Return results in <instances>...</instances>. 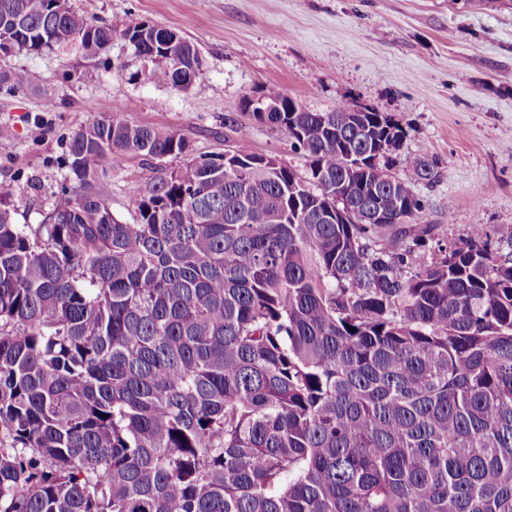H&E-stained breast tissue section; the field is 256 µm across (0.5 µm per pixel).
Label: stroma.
I'll list each match as a JSON object with an SVG mask.
<instances>
[{"label": "stroma", "instance_id": "1", "mask_svg": "<svg viewBox=\"0 0 512 512\" xmlns=\"http://www.w3.org/2000/svg\"><path fill=\"white\" fill-rule=\"evenodd\" d=\"M94 22L132 19L170 28L198 49L204 73L189 88L143 81L145 66L115 38L103 68L76 50L20 52L10 68L40 80L0 95V191L18 224L42 223L68 177V138L107 105L128 122L178 130L192 156L244 142L299 176L307 162L286 133L255 122L240 103L273 85L312 112L370 106L404 129L389 173L410 180L407 155L433 161L439 179L414 183L423 221L442 243L512 224V0H69ZM71 80H63V71ZM44 116L41 141L29 119ZM148 173L139 159L103 179L114 216L133 222Z\"/></svg>", "mask_w": 512, "mask_h": 512}]
</instances>
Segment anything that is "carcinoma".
Returning a JSON list of instances; mask_svg holds the SVG:
<instances>
[{"mask_svg":"<svg viewBox=\"0 0 512 512\" xmlns=\"http://www.w3.org/2000/svg\"><path fill=\"white\" fill-rule=\"evenodd\" d=\"M117 36L150 83L203 74L166 27L0 0L6 57ZM37 78L1 69L0 94ZM260 94L308 177L240 144L168 170L183 134L103 109L42 223L0 191V512H512V232L432 246L412 183L371 162L399 122ZM131 156L152 176L126 223L98 183Z\"/></svg>","mask_w":512,"mask_h":512,"instance_id":"carcinoma-1","label":"carcinoma"}]
</instances>
